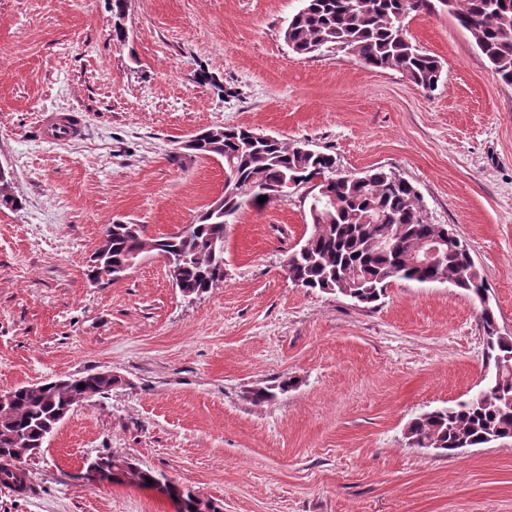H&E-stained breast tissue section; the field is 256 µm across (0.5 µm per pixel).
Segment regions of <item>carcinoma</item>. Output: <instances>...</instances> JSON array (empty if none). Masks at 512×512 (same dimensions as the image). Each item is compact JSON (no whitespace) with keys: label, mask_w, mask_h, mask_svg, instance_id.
<instances>
[{"label":"carcinoma","mask_w":512,"mask_h":512,"mask_svg":"<svg viewBox=\"0 0 512 512\" xmlns=\"http://www.w3.org/2000/svg\"><path fill=\"white\" fill-rule=\"evenodd\" d=\"M438 7L470 33L494 73L512 85V0H302L283 36L296 54L324 48L344 51L368 68L399 71L428 90L440 81L442 65L408 37L404 19L411 12ZM186 153L224 162L220 203H211L194 223L163 237L146 236L140 224L104 225L106 241L91 256L88 279L102 284L118 280L131 270L130 260L159 254L179 268L176 287L183 296L207 293L224 282V234L235 215L246 206L259 205L261 196L269 202L307 185L311 231L284 260V271L294 285L339 293L369 306L394 281L447 282L482 307L488 357L493 360L488 382L464 401L412 419L405 433L409 444L455 456L464 448L512 442V336L501 333L493 309L486 305L488 288L465 242L436 263L416 259L423 243L459 234L453 224L427 221L423 200L409 180L383 167L361 176L339 173L330 153L307 152L301 142L263 138L244 126L202 129ZM7 203L15 211L22 208L9 172L0 174V207ZM80 383L85 387H78ZM122 384L121 377L102 371L9 390L8 405L0 412V485L26 490L29 449L43 447L60 418L75 406ZM295 384L287 377L255 388L249 400L267 402ZM97 459L111 473L113 485L149 488L147 480L155 482L161 476L126 456ZM169 497L183 500L187 512H195L192 491L171 482Z\"/></svg>","instance_id":"cac0c4a2"}]
</instances>
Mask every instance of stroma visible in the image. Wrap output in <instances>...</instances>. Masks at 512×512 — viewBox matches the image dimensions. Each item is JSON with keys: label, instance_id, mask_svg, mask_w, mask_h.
Segmentation results:
<instances>
[{"label": "stroma", "instance_id": "stroma-1", "mask_svg": "<svg viewBox=\"0 0 512 512\" xmlns=\"http://www.w3.org/2000/svg\"><path fill=\"white\" fill-rule=\"evenodd\" d=\"M301 0H0V390L103 370L124 386L75 407L27 461L32 489L0 512H175L136 485H94L85 462L133 455L224 512H512V443L442 456L408 444L417 415L468 398L493 370L481 305L448 283L399 280L377 306L309 292L283 261L305 235L303 190L226 228L224 281L183 297L161 256L89 286L103 225L177 231L224 192V165L183 157L198 129L244 125L394 171L428 222L471 247L512 335V86L448 13H410L443 66L426 91L395 70L283 38ZM74 112L80 137L39 116ZM296 384L256 405L247 393Z\"/></svg>", "mask_w": 512, "mask_h": 512}]
</instances>
